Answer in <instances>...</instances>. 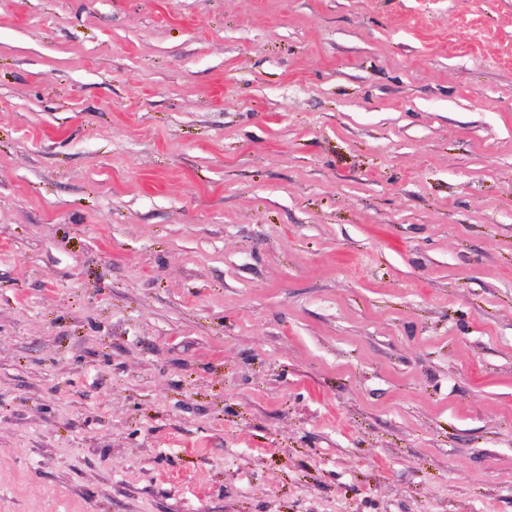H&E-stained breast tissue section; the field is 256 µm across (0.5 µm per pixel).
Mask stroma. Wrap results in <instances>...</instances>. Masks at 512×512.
Here are the masks:
<instances>
[{
	"mask_svg": "<svg viewBox=\"0 0 512 512\" xmlns=\"http://www.w3.org/2000/svg\"><path fill=\"white\" fill-rule=\"evenodd\" d=\"M0 512H512V0H0Z\"/></svg>",
	"mask_w": 512,
	"mask_h": 512,
	"instance_id": "1",
	"label": "stroma"
}]
</instances>
